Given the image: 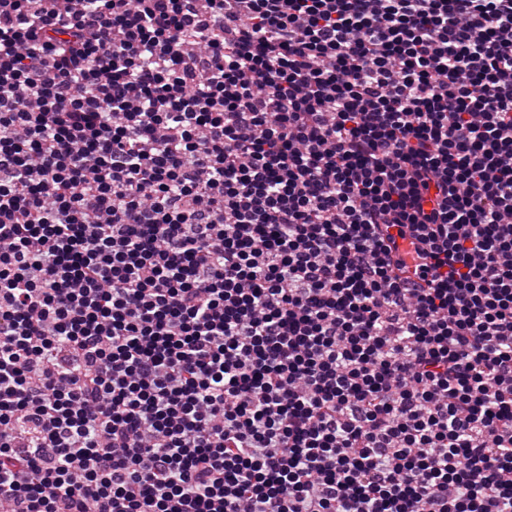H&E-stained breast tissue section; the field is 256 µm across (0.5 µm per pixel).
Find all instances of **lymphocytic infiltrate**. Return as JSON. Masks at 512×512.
Instances as JSON below:
<instances>
[{"instance_id": "1", "label": "lymphocytic infiltrate", "mask_w": 512, "mask_h": 512, "mask_svg": "<svg viewBox=\"0 0 512 512\" xmlns=\"http://www.w3.org/2000/svg\"><path fill=\"white\" fill-rule=\"evenodd\" d=\"M6 512H512V0H0Z\"/></svg>"}]
</instances>
